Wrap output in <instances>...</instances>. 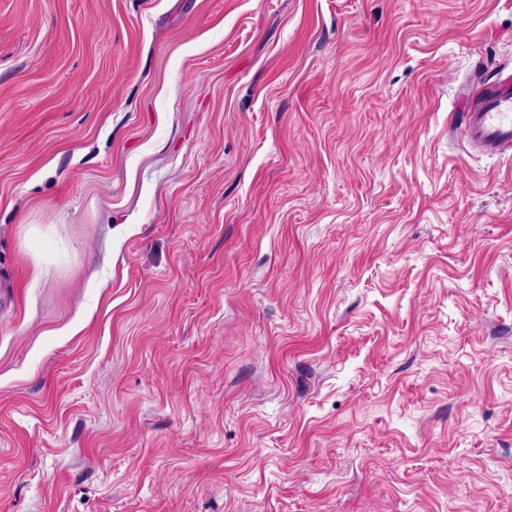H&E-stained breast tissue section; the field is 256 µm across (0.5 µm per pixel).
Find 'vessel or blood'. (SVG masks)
I'll list each match as a JSON object with an SVG mask.
<instances>
[{
  "label": "vessel or blood",
  "mask_w": 512,
  "mask_h": 512,
  "mask_svg": "<svg viewBox=\"0 0 512 512\" xmlns=\"http://www.w3.org/2000/svg\"><path fill=\"white\" fill-rule=\"evenodd\" d=\"M463 147L487 155L512 148V69L462 91Z\"/></svg>",
  "instance_id": "obj_1"
}]
</instances>
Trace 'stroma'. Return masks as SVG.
<instances>
[{
    "instance_id": "35a3bbf8",
    "label": "stroma",
    "mask_w": 512,
    "mask_h": 512,
    "mask_svg": "<svg viewBox=\"0 0 512 512\" xmlns=\"http://www.w3.org/2000/svg\"><path fill=\"white\" fill-rule=\"evenodd\" d=\"M512 0H0V512H512ZM463 147L487 155L512 148V69H502L494 81L460 92Z\"/></svg>"
}]
</instances>
